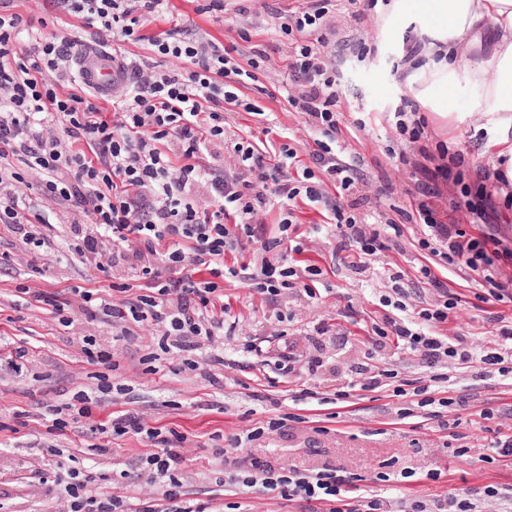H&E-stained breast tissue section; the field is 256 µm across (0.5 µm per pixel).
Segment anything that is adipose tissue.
Returning a JSON list of instances; mask_svg holds the SVG:
<instances>
[{"label": "adipose tissue", "mask_w": 512, "mask_h": 512, "mask_svg": "<svg viewBox=\"0 0 512 512\" xmlns=\"http://www.w3.org/2000/svg\"><path fill=\"white\" fill-rule=\"evenodd\" d=\"M421 19L419 32L427 59V73L418 98L437 110L449 109V102L437 99L435 87L466 80L483 88L473 109L489 118L496 136L490 147L504 158L505 173L512 182V0H392L385 20ZM492 25L495 40L494 75L477 65L464 67L462 59L479 50L485 25Z\"/></svg>", "instance_id": "1"}]
</instances>
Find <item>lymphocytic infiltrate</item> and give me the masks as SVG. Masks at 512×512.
<instances>
[{
    "mask_svg": "<svg viewBox=\"0 0 512 512\" xmlns=\"http://www.w3.org/2000/svg\"><path fill=\"white\" fill-rule=\"evenodd\" d=\"M61 14L85 19L99 43L140 42L144 19L165 12L167 0H52ZM286 41L271 46L251 43L248 30L238 33L250 42L246 64H239L232 48L174 33L153 39L156 52L176 59L173 69L159 73L135 59H120L123 74L112 87V114H103L95 94L71 72L83 56L80 41L50 30L33 10L0 11V223L17 240L43 247L37 227L51 218L66 219L74 238L73 255L103 274L101 288L70 286L48 291L16 289L12 309L36 306L64 327L78 321L111 326L114 339L136 336L139 328H155L163 353H178L185 369L202 370L209 384H217L225 366L223 316L224 282L246 277L250 287L268 300L295 287L297 272L288 261L289 231L295 222L298 199L321 202L324 187L339 191L330 208L337 224L340 249L356 248L362 257L384 248L379 232L356 212L369 204L366 184L357 167L342 157L336 138L337 74L324 50L336 31L333 0H306L299 10L284 14L279 24ZM287 60L290 91L284 99L292 111L304 115L319 140L312 163L300 168L290 144L277 156L248 140L233 147L239 168L235 176L220 173L224 146V109L255 111L243 90L258 86V74L272 53ZM394 116L404 149L399 155L409 169L406 221L425 224L421 250L432 265L420 273L438 294L437 302L408 311L394 300L393 313L373 324L374 345L396 337L417 354L429 370L409 384H393L392 374L375 371L363 362L352 365L346 389L336 391L334 403L352 406L357 391L391 387L404 398V417L436 421L449 429L440 408L465 407L464 396H447L448 365L469 369L473 378L498 375L512 382V366L500 353H475L465 336L449 339L432 330L447 322L462 301L460 293L433 271L434 266L469 271L479 288L477 298L512 301V242L500 238L497 218L512 210V196L500 192L501 170L468 163L461 151L445 143L428 148V122L409 98H401ZM37 173L40 194L32 198L17 189L23 171ZM448 200V218L440 220L439 198ZM279 205L283 218L275 235L258 238L255 221L260 212ZM472 216L474 231L462 226ZM260 240L264 255L250 273L227 265L225 257L242 241ZM81 352L88 364L99 366L96 388L75 391L47 406L44 440L66 478L56 496L57 512H213L210 501L188 498L182 465L191 440L187 433L150 426L133 412L91 423L93 409L111 395H126L124 384L113 381L118 368L111 345L87 337ZM88 420L86 436L92 452L109 455L107 438L135 434L153 445L137 457L133 470L148 486L146 494L131 496L104 490L93 477L68 465L56 443L71 425ZM219 487L244 489L258 495L276 494L304 503L308 512H392L388 498L361 486L358 475L333 468L299 470L277 468L255 456L226 458ZM399 512H512V488L489 483L463 488L435 498L401 500Z\"/></svg>",
    "mask_w": 512,
    "mask_h": 512,
    "instance_id": "f902f5d3",
    "label": "lymphocytic infiltrate"
}]
</instances>
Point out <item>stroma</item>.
<instances>
[{
  "mask_svg": "<svg viewBox=\"0 0 512 512\" xmlns=\"http://www.w3.org/2000/svg\"><path fill=\"white\" fill-rule=\"evenodd\" d=\"M299 3L300 0H273L271 9L266 10L259 0H253L251 13L244 19L234 12L237 0H229L224 17L216 19L196 14L193 0H169L165 15L145 23V40L136 51L155 70L173 68V59L155 54L148 38L176 24L196 38L234 44L242 52L248 44L237 35L242 23L249 29L251 41L276 43L281 38L277 12ZM335 4L336 45L328 53L339 75L337 120L340 137L345 141L344 158L356 162L368 183L370 216L381 215L386 221L396 218L398 209L408 205V175L399 169L393 156L401 148L394 109L409 94L410 82L420 75L419 70L404 64L402 50L404 39L420 23L406 18L398 20L393 28H386L388 7L384 0H379L376 8L368 10L359 21L354 18L357 8L349 0H335ZM366 36L373 38L376 51L361 59L349 49L348 42ZM476 94V88L465 84L443 88L439 95L451 99L452 112L444 116L426 106L420 112L429 122L428 132L434 141L446 142L450 150L463 151L469 161L492 165L498 157L486 144L494 131L487 118L471 109ZM254 100L261 107V114L241 110L224 115L225 141L229 145L224 152V174L236 172L230 145L240 138L253 137L276 146L283 139H290L302 162H309L316 133L302 115L289 111L285 102L260 94ZM295 216L303 244L301 258L322 271L319 293L311 298L303 288H290L271 302L253 292L246 281L226 280L224 301L237 325L234 335L224 339L227 366L223 389H215L198 372L181 370L175 355H163L156 371H147L143 358L157 348L152 327H144L137 340L118 343L115 348L118 373L124 383L133 387L136 410L144 412L151 425L173 427L192 435L193 446L183 464L185 487L192 495L206 497L216 478L223 476L224 459L217 450L224 447L226 437L265 426L277 411L309 415L314 403L300 398L301 389L311 388L329 399L347 384L353 360L365 361L377 370L395 371L405 379L418 378L426 372L418 356L391 343L375 347L367 338L373 321L384 312L379 300L390 293L393 285L405 288L409 307L435 301L436 291L424 284L419 272L425 262V254L418 246L424 225L404 222L394 230L385 221L379 224L385 248L370 260L364 272L358 273L353 269L357 254L339 250L340 233L325 225L319 208L303 204ZM6 250L16 259L12 270L0 274V290L32 285L31 263L53 259L49 253L22 250L13 234L0 225V252ZM461 293L468 302L452 315L445 327L446 335L463 334L478 351L492 348L498 327L494 317L511 315L512 302L484 303L474 299L472 289L466 287ZM322 322L331 325L333 334L325 339L326 366L320 375L304 382L279 371L278 335L287 334L290 341L303 348L315 326ZM109 333V327L99 323H82L69 330L40 309L16 312L8 299H1L0 334L26 342L34 348L35 359L22 376L0 382V421L12 422L15 413L24 412L31 422H39L42 403L86 383L93 373V366L81 360L83 337L92 334L105 339ZM259 342L264 345L265 356H248L247 346ZM451 376L457 392L470 397L467 409L446 414L447 419L461 421L455 434L426 426L411 428L399 417L401 399L379 398L369 392L348 408L339 410L335 405H325L328 418L323 422V433L313 432L310 424L295 423L271 435L268 447L255 444L251 451L284 468L328 466L367 478L389 464L398 471L414 472L413 482L390 490L389 496L395 501L449 494L487 483L512 486V461H483L485 455L491 454L498 434L512 432V416L499 411L502 404H512V388L496 377L479 381L456 370ZM486 405L495 408L493 418L479 417V410ZM458 446L466 447L465 456L454 455ZM0 467L7 469L10 479L9 494L0 499V512H53L54 494L48 484H26L27 477L38 470L49 480L58 474L55 459L46 452L42 441L24 437L20 447L6 449L0 455ZM432 469L441 470L439 481L427 479L426 474Z\"/></svg>",
  "mask_w": 512,
  "mask_h": 512,
  "instance_id": "35a3bbf8",
  "label": "stroma"
}]
</instances>
